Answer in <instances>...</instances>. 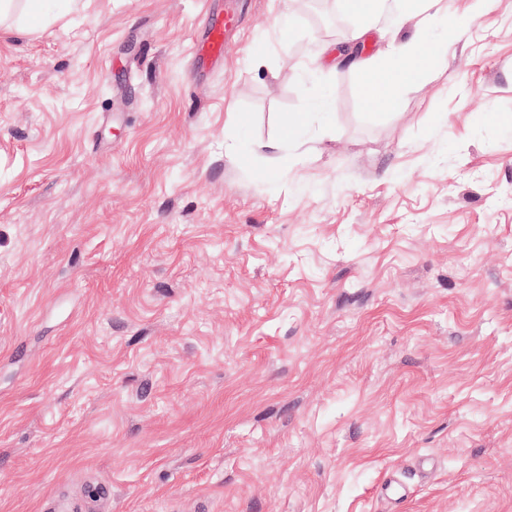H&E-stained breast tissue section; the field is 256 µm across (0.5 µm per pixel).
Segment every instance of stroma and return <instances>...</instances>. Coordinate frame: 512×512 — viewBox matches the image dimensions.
I'll return each mask as SVG.
<instances>
[{
  "label": "stroma",
  "mask_w": 512,
  "mask_h": 512,
  "mask_svg": "<svg viewBox=\"0 0 512 512\" xmlns=\"http://www.w3.org/2000/svg\"><path fill=\"white\" fill-rule=\"evenodd\" d=\"M341 3L0 28V512H512V0ZM357 29L448 56L379 108ZM400 2L403 10L415 13L420 17L421 28L426 27L433 18L436 17L438 10L435 9L440 0H396ZM240 25L237 14L226 11L210 23L205 38L195 47V53L208 61H220L224 57V40L227 34Z\"/></svg>",
  "instance_id": "35a3bbf8"
}]
</instances>
